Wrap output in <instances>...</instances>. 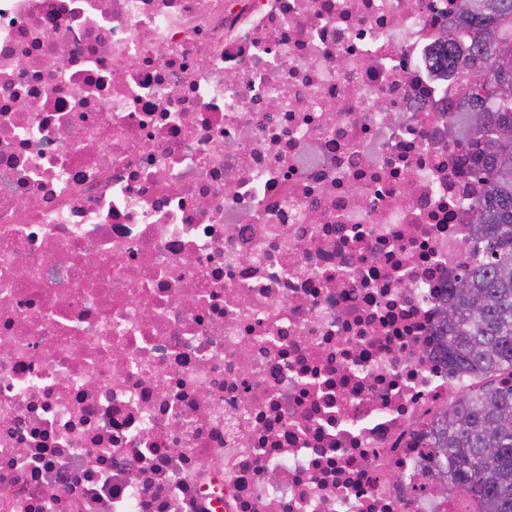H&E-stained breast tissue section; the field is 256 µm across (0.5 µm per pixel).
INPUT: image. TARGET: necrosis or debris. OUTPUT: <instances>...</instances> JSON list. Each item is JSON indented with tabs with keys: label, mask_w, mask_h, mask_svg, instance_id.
I'll return each instance as SVG.
<instances>
[{
	"label": "necrosis or debris",
	"mask_w": 512,
	"mask_h": 512,
	"mask_svg": "<svg viewBox=\"0 0 512 512\" xmlns=\"http://www.w3.org/2000/svg\"><path fill=\"white\" fill-rule=\"evenodd\" d=\"M458 4L0 0V512H486Z\"/></svg>",
	"instance_id": "necrosis-or-debris-1"
}]
</instances>
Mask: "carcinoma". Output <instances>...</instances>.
Listing matches in <instances>:
<instances>
[{
    "mask_svg": "<svg viewBox=\"0 0 512 512\" xmlns=\"http://www.w3.org/2000/svg\"><path fill=\"white\" fill-rule=\"evenodd\" d=\"M472 36L465 82L471 102L468 170L482 195L437 329V344L474 386L431 425L433 484L458 482L489 505L512 512V0H462L458 23L434 61L451 68L458 44ZM452 311L453 316H445Z\"/></svg>",
    "mask_w": 512,
    "mask_h": 512,
    "instance_id": "carcinoma-1",
    "label": "carcinoma"
}]
</instances>
